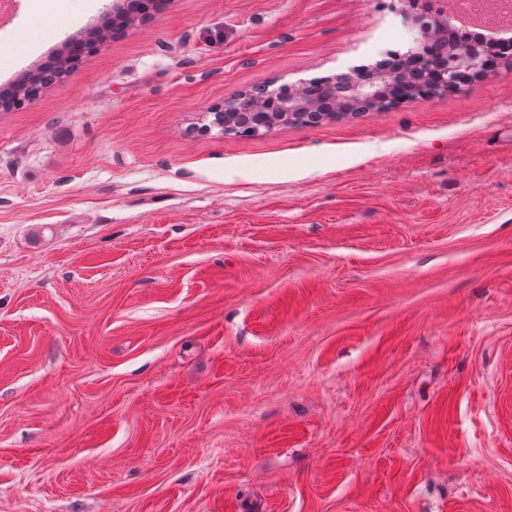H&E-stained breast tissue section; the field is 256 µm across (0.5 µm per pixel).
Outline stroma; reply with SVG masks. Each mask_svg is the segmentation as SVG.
Returning <instances> with one entry per match:
<instances>
[{
  "label": "stroma",
  "instance_id": "35a3bbf8",
  "mask_svg": "<svg viewBox=\"0 0 512 512\" xmlns=\"http://www.w3.org/2000/svg\"><path fill=\"white\" fill-rule=\"evenodd\" d=\"M109 0H21L0 85ZM408 0H172L0 112V512H512V63L254 136ZM232 100H226L224 102V105L215 107L207 111V114L212 116L213 119L211 123L214 126H217L224 130V118L228 117V115L232 112L231 107ZM254 112L256 111L255 101L251 96H243V93L240 94L239 100H238V106L237 110L235 112H232V123L233 125L244 128V129H254L256 131H259L260 129H268L269 125L272 123V121H268L263 125H257V121L254 116Z\"/></svg>",
  "mask_w": 512,
  "mask_h": 512
}]
</instances>
